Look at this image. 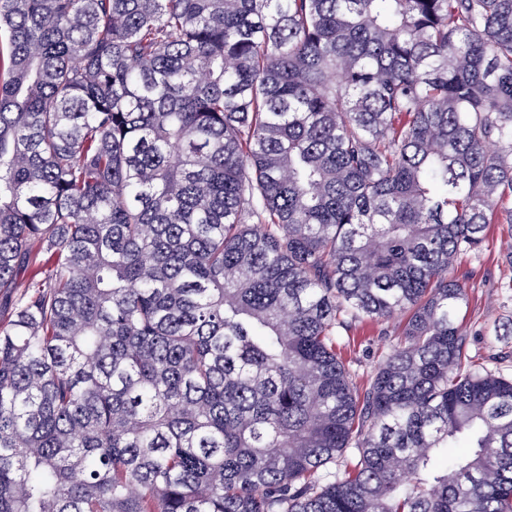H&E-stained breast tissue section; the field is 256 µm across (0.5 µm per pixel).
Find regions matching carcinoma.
<instances>
[{"label":"carcinoma","mask_w":512,"mask_h":512,"mask_svg":"<svg viewBox=\"0 0 512 512\" xmlns=\"http://www.w3.org/2000/svg\"><path fill=\"white\" fill-rule=\"evenodd\" d=\"M490 224L512 0H0V512H512ZM485 234L480 260L463 258L455 269L468 294L460 321L470 328L471 354L492 372L512 378V336H493L488 329L512 316V288H507L512 284V269L498 261L508 240L507 228L490 224ZM383 328L370 322L358 324L353 330L340 340L339 353L349 366L357 385L362 386L366 378L378 366L381 355L387 350L390 340L394 336H381L379 330Z\"/></svg>","instance_id":"1"}]
</instances>
